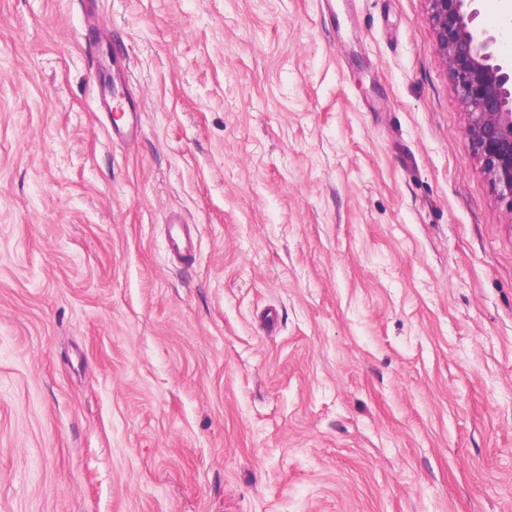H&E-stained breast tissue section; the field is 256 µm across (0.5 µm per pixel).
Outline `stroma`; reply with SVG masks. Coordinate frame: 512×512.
I'll list each match as a JSON object with an SVG mask.
<instances>
[{"label": "stroma", "mask_w": 512, "mask_h": 512, "mask_svg": "<svg viewBox=\"0 0 512 512\" xmlns=\"http://www.w3.org/2000/svg\"><path fill=\"white\" fill-rule=\"evenodd\" d=\"M0 512H512V208L426 0H0ZM169 249L180 259L189 261L194 258V233L188 224L170 221L168 228Z\"/></svg>", "instance_id": "1"}]
</instances>
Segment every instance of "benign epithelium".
Returning <instances> with one entry per match:
<instances>
[{"instance_id": "7a95c632", "label": "benign epithelium", "mask_w": 512, "mask_h": 512, "mask_svg": "<svg viewBox=\"0 0 512 512\" xmlns=\"http://www.w3.org/2000/svg\"><path fill=\"white\" fill-rule=\"evenodd\" d=\"M437 52L467 118L484 173L512 205V59L479 21L477 0H426Z\"/></svg>"}]
</instances>
